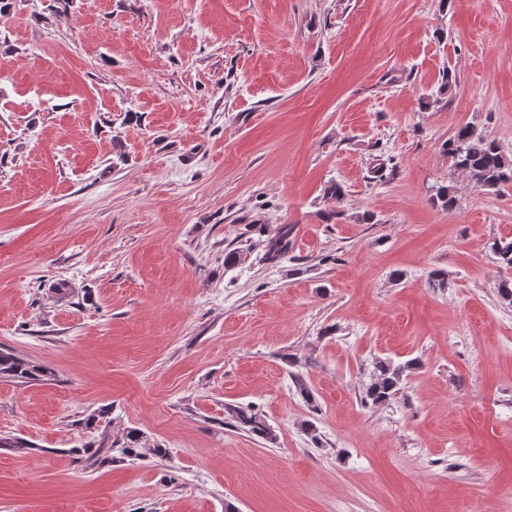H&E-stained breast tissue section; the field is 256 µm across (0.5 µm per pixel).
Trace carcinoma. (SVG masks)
I'll list each match as a JSON object with an SVG mask.
<instances>
[{
	"label": "carcinoma",
	"instance_id": "carcinoma-1",
	"mask_svg": "<svg viewBox=\"0 0 512 512\" xmlns=\"http://www.w3.org/2000/svg\"><path fill=\"white\" fill-rule=\"evenodd\" d=\"M440 152L448 157L450 168L469 178L470 182L482 189H500L512 184V159L507 157L497 142L487 138L481 131L471 125L460 127L440 146ZM431 201L443 209L455 208L457 199L454 190L445 185L436 188ZM291 229L284 226L278 235L266 243L265 256L270 262L279 260L288 253ZM489 252L497 263L512 268V239L496 238L488 243ZM415 362L396 364L389 359L378 358L374 362L370 382L364 388L362 403L372 406L386 404L401 389L408 372L414 369ZM48 369L40 364L25 359L13 352L0 350V376L11 378L20 383H31L45 377ZM228 424L268 443L276 441L272 427L252 408L235 405L226 407ZM24 452L33 448L26 439L11 434L0 435V449ZM105 444L95 439L88 440L78 448L71 450L80 461L95 464L102 457ZM110 448L118 449L125 457L141 456L145 448L143 436L139 430L131 428L126 431L119 443Z\"/></svg>",
	"mask_w": 512,
	"mask_h": 512
}]
</instances>
